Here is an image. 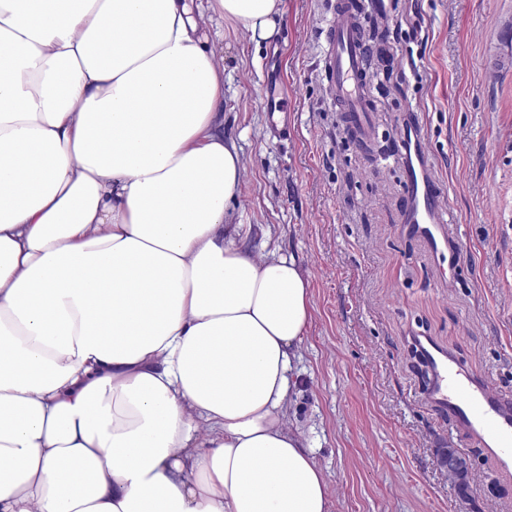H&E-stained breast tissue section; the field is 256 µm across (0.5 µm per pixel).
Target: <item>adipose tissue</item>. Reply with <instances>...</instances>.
Wrapping results in <instances>:
<instances>
[{
	"label": "adipose tissue",
	"mask_w": 512,
	"mask_h": 512,
	"mask_svg": "<svg viewBox=\"0 0 512 512\" xmlns=\"http://www.w3.org/2000/svg\"><path fill=\"white\" fill-rule=\"evenodd\" d=\"M280 0H0V512H329L286 425L312 319L229 221L206 14Z\"/></svg>",
	"instance_id": "adipose-tissue-1"
}]
</instances>
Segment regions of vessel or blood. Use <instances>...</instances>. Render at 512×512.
Segmentation results:
<instances>
[{
    "instance_id": "b4317fda",
    "label": "vessel or blood",
    "mask_w": 512,
    "mask_h": 512,
    "mask_svg": "<svg viewBox=\"0 0 512 512\" xmlns=\"http://www.w3.org/2000/svg\"><path fill=\"white\" fill-rule=\"evenodd\" d=\"M332 11L325 78L337 111L352 114L358 124L364 125L369 117L370 76L364 64L358 6L355 0H334ZM401 164L406 189L403 222L427 243L432 254H440L448 246L440 184L418 149L416 135L405 136ZM415 344L432 371L428 390L431 402L448 412L457 430L487 448L501 468H512V401L495 391L489 379L472 376L429 337H416Z\"/></svg>"
}]
</instances>
